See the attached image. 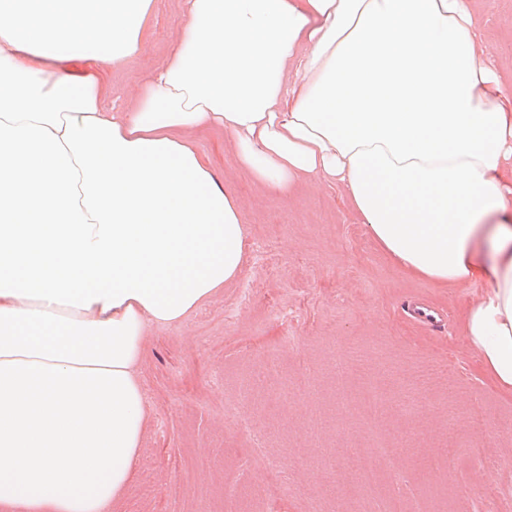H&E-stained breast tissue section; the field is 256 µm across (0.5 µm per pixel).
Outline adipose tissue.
Wrapping results in <instances>:
<instances>
[{"mask_svg": "<svg viewBox=\"0 0 512 512\" xmlns=\"http://www.w3.org/2000/svg\"><path fill=\"white\" fill-rule=\"evenodd\" d=\"M154 0H0V512H118L151 327L247 261L236 194L189 134L230 136L277 196L336 187L402 270L484 290L462 334L512 392V65L478 0H183L121 105ZM182 4L183 0H154L152 36L142 47L139 57L124 72L112 74V68L96 71L82 63H70L66 67L80 75L97 74L112 88L113 98L126 99L133 90L147 82L177 42Z\"/></svg>", "mask_w": 512, "mask_h": 512, "instance_id": "obj_1", "label": "adipose tissue"}]
</instances>
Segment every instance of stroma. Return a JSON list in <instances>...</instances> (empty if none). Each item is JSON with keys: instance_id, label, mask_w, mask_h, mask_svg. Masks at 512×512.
Returning a JSON list of instances; mask_svg holds the SVG:
<instances>
[{"instance_id": "1", "label": "stroma", "mask_w": 512, "mask_h": 512, "mask_svg": "<svg viewBox=\"0 0 512 512\" xmlns=\"http://www.w3.org/2000/svg\"><path fill=\"white\" fill-rule=\"evenodd\" d=\"M182 4L154 0L152 36L139 57L121 73L99 70L113 97L126 99L164 61L180 35ZM479 20L484 54L511 61L512 0H486ZM191 138L239 199L249 260L184 322L148 331L139 375L151 411L121 512H221L228 481L243 488L248 512H365L360 483L338 454L366 438L360 408L345 406L336 388L341 358L351 385L384 392V434L407 436L421 455L394 476L408 495L433 486L432 512H484L479 492L492 486L500 512H512V465L487 471L464 458L453 472L433 474L423 460L451 430L512 458V393L494 385L460 330L481 285L447 288L400 270L336 188L274 196L239 169L229 137L195 131ZM246 288L252 298L245 304ZM417 299L438 313L437 322L414 319ZM274 356L284 385L256 382L243 394L242 382ZM433 358L447 362L448 376L407 417L399 402ZM452 402L484 407L483 430L471 433L461 415L449 420ZM262 455L291 471L294 494L282 495L266 478Z\"/></svg>"}]
</instances>
